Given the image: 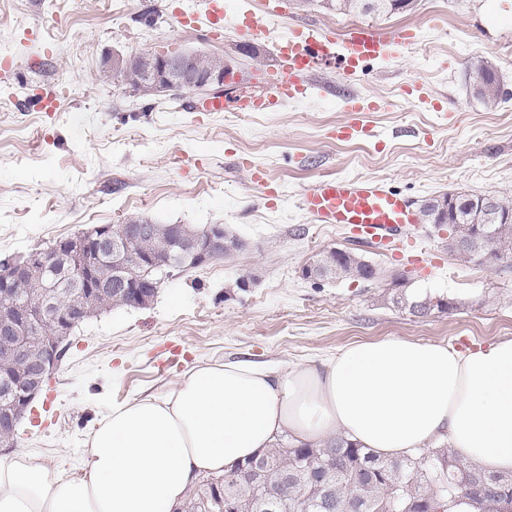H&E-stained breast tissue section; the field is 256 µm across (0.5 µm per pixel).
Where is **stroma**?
<instances>
[{
  "mask_svg": "<svg viewBox=\"0 0 512 512\" xmlns=\"http://www.w3.org/2000/svg\"><path fill=\"white\" fill-rule=\"evenodd\" d=\"M177 6L202 4L0 0V56L15 61L0 74V259L137 218L220 224L243 243L231 256L173 272L150 306L106 310L75 327L61 367L20 424L15 447H0V460L27 453L82 476L86 440L113 404L166 394L201 363L304 364L386 336L459 351L512 337V260L460 262L421 223L413 249L425 261L420 269L300 208L305 188L333 177L383 181L416 209L446 193H512V97L486 106L468 81L484 61L512 94V0H416L411 11L384 17L232 0L215 37L178 25ZM243 12L265 39L242 44L233 16ZM356 23L413 29L419 42L349 77L323 68L307 98L277 112L196 117L181 99L136 95L103 75L115 53L200 51L233 67L237 93L260 95L279 36L299 24L339 34ZM49 90L62 101L51 114L36 106ZM350 96L371 110L346 112ZM354 120L369 134L338 138ZM256 166L278 187L277 200L253 184ZM330 249L361 255L383 280L304 277ZM398 272L410 290L454 298L457 309L419 317L394 306L386 277Z\"/></svg>",
  "mask_w": 512,
  "mask_h": 512,
  "instance_id": "obj_1",
  "label": "stroma"
}]
</instances>
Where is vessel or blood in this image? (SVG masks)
Segmentation results:
<instances>
[{
	"label": "vessel or blood",
	"instance_id": "b4317fda",
	"mask_svg": "<svg viewBox=\"0 0 512 512\" xmlns=\"http://www.w3.org/2000/svg\"><path fill=\"white\" fill-rule=\"evenodd\" d=\"M203 14L174 10L179 25L186 26L205 18L212 28H222L224 0H204ZM412 32L386 33L374 26H350L343 37L330 33L314 34L309 28H295L288 40L277 42L275 66L265 81L269 86L262 95L241 97L226 103L215 95L202 101H189L192 112H275L291 100L305 98L309 78L324 66L337 64L344 74L355 73L366 61L385 57L393 50L414 44ZM302 208L325 224L350 226L358 242L386 248L392 233L403 226L415 225L417 215L404 195L370 180L331 178L306 190Z\"/></svg>",
	"mask_w": 512,
	"mask_h": 512
}]
</instances>
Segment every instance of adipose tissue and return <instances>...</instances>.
<instances>
[{"label":"adipose tissue","instance_id":"obj_1","mask_svg":"<svg viewBox=\"0 0 512 512\" xmlns=\"http://www.w3.org/2000/svg\"><path fill=\"white\" fill-rule=\"evenodd\" d=\"M284 435L339 436L388 458L445 440L486 472L512 473V337L467 353L384 337L320 363L196 366L164 395L113 404L80 478L33 455L1 460L0 512H177L202 475Z\"/></svg>","mask_w":512,"mask_h":512}]
</instances>
